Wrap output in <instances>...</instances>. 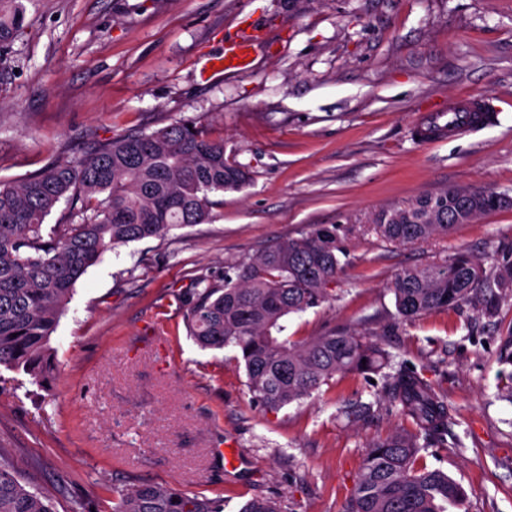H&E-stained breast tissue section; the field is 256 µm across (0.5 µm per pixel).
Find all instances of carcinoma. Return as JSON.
<instances>
[{"instance_id":"1","label":"carcinoma","mask_w":512,"mask_h":512,"mask_svg":"<svg viewBox=\"0 0 512 512\" xmlns=\"http://www.w3.org/2000/svg\"><path fill=\"white\" fill-rule=\"evenodd\" d=\"M248 168L226 156L224 141L192 121L151 133L115 135L81 158L59 154L38 172L0 179V368L43 385L51 372L50 337L77 281L104 252L165 238L183 225L211 220V196L240 190ZM70 203L65 222L45 218ZM493 191L444 188L376 212L373 230L396 244L445 235L456 224L493 211ZM80 222L73 223L74 218ZM340 227L318 224L227 267L220 280L196 279L187 294L189 336L202 349L229 350L245 369L251 399L270 412L306 398L335 376L380 373L389 358L376 342L333 330L294 340L284 319L332 297L345 254ZM482 290L492 318L512 296V259L494 275L459 252L443 263L400 270L391 283L405 320L446 310ZM385 394L409 423L366 450L345 512H448L463 506L461 484L418 465L421 449L447 445L448 399L414 371L385 375ZM0 512H55L52 500L22 485L0 460ZM112 512H224V501L143 483L112 485ZM240 512H281L256 495Z\"/></svg>"}]
</instances>
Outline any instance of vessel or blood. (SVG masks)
Wrapping results in <instances>:
<instances>
[{
  "mask_svg": "<svg viewBox=\"0 0 512 512\" xmlns=\"http://www.w3.org/2000/svg\"><path fill=\"white\" fill-rule=\"evenodd\" d=\"M259 34L250 18L240 19L235 35L224 40V57L204 64L203 75L217 72L243 73L249 70ZM496 117L493 108L483 99L464 96L441 110L424 113L416 120L413 130L424 142H432L441 135L457 137L491 124Z\"/></svg>",
  "mask_w": 512,
  "mask_h": 512,
  "instance_id": "obj_1",
  "label": "vessel or blood"
}]
</instances>
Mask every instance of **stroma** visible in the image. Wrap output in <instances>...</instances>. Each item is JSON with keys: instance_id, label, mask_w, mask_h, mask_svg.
<instances>
[{"instance_id": "35a3bbf8", "label": "stroma", "mask_w": 512, "mask_h": 512, "mask_svg": "<svg viewBox=\"0 0 512 512\" xmlns=\"http://www.w3.org/2000/svg\"><path fill=\"white\" fill-rule=\"evenodd\" d=\"M21 22L0 49V179L59 153L191 120L252 179L212 222L107 251L76 283L50 345L47 387L0 369V454L56 512H112V486L158 483L220 498L261 494L282 512H342L365 450L404 424L383 379L335 377L279 412L254 404L229 352L190 338L182 296L242 257L316 224L346 227L334 297L289 315L287 336L356 331L448 397V445L422 450L466 491L460 512H512V390L498 362L512 297L480 294L410 322L398 270L464 250L493 271L512 257V0H0ZM251 17L250 71L200 69ZM460 95L495 124L423 143L420 113ZM490 189L508 206L446 236L396 245L373 213L444 188ZM371 403L364 420L344 413ZM239 456L225 466L224 451Z\"/></svg>"}]
</instances>
